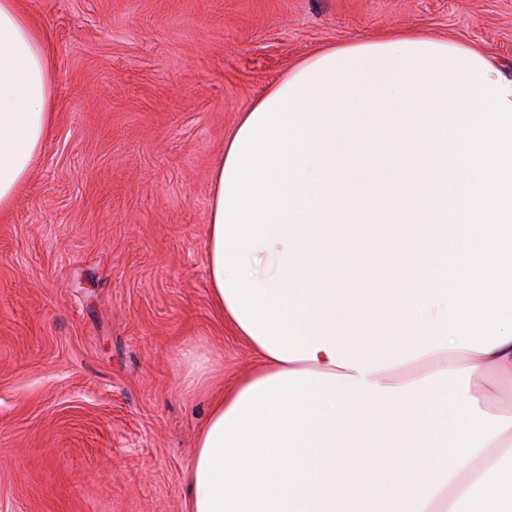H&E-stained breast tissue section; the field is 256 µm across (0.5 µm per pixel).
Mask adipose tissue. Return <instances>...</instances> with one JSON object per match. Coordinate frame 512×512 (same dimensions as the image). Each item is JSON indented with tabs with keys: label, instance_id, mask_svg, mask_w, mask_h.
Instances as JSON below:
<instances>
[{
	"label": "adipose tissue",
	"instance_id": "obj_1",
	"mask_svg": "<svg viewBox=\"0 0 512 512\" xmlns=\"http://www.w3.org/2000/svg\"><path fill=\"white\" fill-rule=\"evenodd\" d=\"M48 32L0 0V212L52 124ZM512 64L399 29L298 61L242 112L211 177V303L260 367L216 395L186 512H512V340L436 333L452 127Z\"/></svg>",
	"mask_w": 512,
	"mask_h": 512
}]
</instances>
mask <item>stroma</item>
<instances>
[{
  "mask_svg": "<svg viewBox=\"0 0 512 512\" xmlns=\"http://www.w3.org/2000/svg\"><path fill=\"white\" fill-rule=\"evenodd\" d=\"M54 123L0 214V512H184L212 396L211 171L295 62L398 28L512 62V0H18Z\"/></svg>",
  "mask_w": 512,
  "mask_h": 512,
  "instance_id": "stroma-1",
  "label": "stroma"
}]
</instances>
